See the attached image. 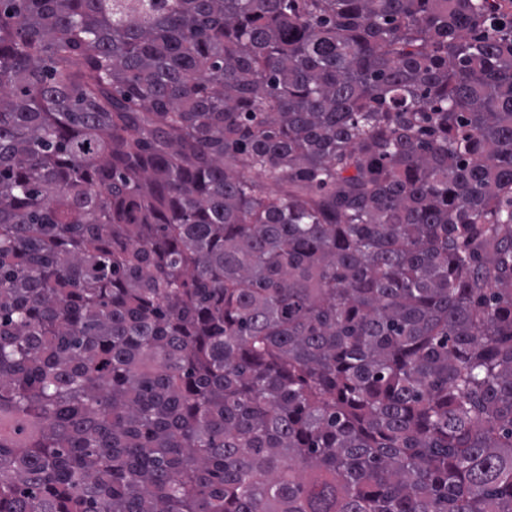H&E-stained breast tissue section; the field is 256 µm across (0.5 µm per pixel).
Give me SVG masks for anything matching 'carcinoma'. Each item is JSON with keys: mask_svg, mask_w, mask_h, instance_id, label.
Segmentation results:
<instances>
[{"mask_svg": "<svg viewBox=\"0 0 512 512\" xmlns=\"http://www.w3.org/2000/svg\"><path fill=\"white\" fill-rule=\"evenodd\" d=\"M0 512H512V0H0Z\"/></svg>", "mask_w": 512, "mask_h": 512, "instance_id": "obj_1", "label": "carcinoma"}]
</instances>
